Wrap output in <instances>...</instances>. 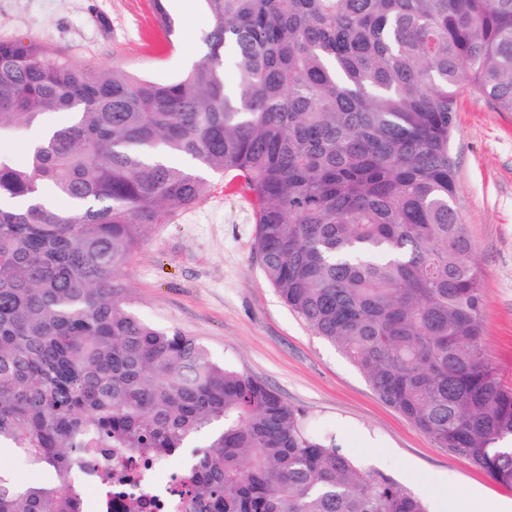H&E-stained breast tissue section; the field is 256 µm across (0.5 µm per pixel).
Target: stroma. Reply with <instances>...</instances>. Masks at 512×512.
<instances>
[{"instance_id":"1","label":"stroma","mask_w":512,"mask_h":512,"mask_svg":"<svg viewBox=\"0 0 512 512\" xmlns=\"http://www.w3.org/2000/svg\"><path fill=\"white\" fill-rule=\"evenodd\" d=\"M180 28L169 46L153 0H0V41H41L85 66L171 80L198 59L208 18L199 0H167ZM456 206L485 293V342L512 387V113L482 96L458 101L450 143ZM207 195L175 211L122 274L130 305L158 326L195 337L217 359L264 382L309 422L332 431L356 461L391 474L428 512H488L512 487L380 401L357 369L280 301L253 253L246 190L209 178Z\"/></svg>"}]
</instances>
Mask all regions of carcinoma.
Instances as JSON below:
<instances>
[{
  "instance_id": "cac0c4a2",
  "label": "carcinoma",
  "mask_w": 512,
  "mask_h": 512,
  "mask_svg": "<svg viewBox=\"0 0 512 512\" xmlns=\"http://www.w3.org/2000/svg\"><path fill=\"white\" fill-rule=\"evenodd\" d=\"M201 2L205 51L168 82L0 41V131L68 114L0 150V447L41 473L0 466V512H85L82 478H109L113 448L191 449L189 512H427L274 389L132 310L120 275L208 173L251 193L283 304L512 486V388L487 353L449 151L464 91L512 112V0ZM67 119L68 116L64 113L45 116L33 126L13 134L10 140L17 148L21 149L27 141L32 142L37 139L46 126L61 124Z\"/></svg>"
}]
</instances>
